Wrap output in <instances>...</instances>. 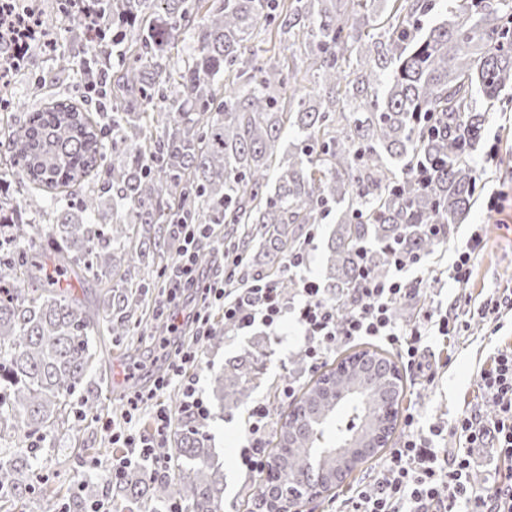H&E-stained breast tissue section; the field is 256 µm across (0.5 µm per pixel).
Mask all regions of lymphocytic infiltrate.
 <instances>
[{"instance_id": "f902f5d3", "label": "lymphocytic infiltrate", "mask_w": 512, "mask_h": 512, "mask_svg": "<svg viewBox=\"0 0 512 512\" xmlns=\"http://www.w3.org/2000/svg\"><path fill=\"white\" fill-rule=\"evenodd\" d=\"M177 231V260L167 274L166 297L156 307L166 324V334L159 341L165 366L147 394L130 397L125 422L112 425L113 444L130 451L113 467L116 478L141 462L155 470L168 463L161 448L172 426V412L157 403L159 392L178 385L181 412L196 422L207 421L208 406L187 376L199 363L201 351L198 344L183 342L182 335L190 326L197 336L208 335L213 309L222 310L228 338L258 323L277 327L287 314H294L303 333L301 351L313 370L341 347L372 336L398 349L407 365L420 373L426 369L423 352L430 337H453L476 316L496 324L503 314L512 313L511 288L477 304L463 294L472 254L468 248L448 269L449 280L459 290L448 306L433 305L420 280L380 279L364 269L348 296L349 310L343 314L336 299L317 282H303L290 299L282 295L276 282L246 276L242 254L221 256V275L211 274L196 260L205 225L181 224ZM411 299L422 309L409 323H399L395 311ZM477 387L478 402L464 407L453 421L451 433L459 441L453 453L439 454L417 430L414 415H406L405 437L342 501L340 512H512V351L497 353L481 368ZM147 400L156 406L152 429L145 433L127 426L126 421ZM246 433L249 446L240 452L241 467L246 475L264 476L269 456L263 444L270 434L265 402H257L249 411ZM487 447L495 450L504 466L478 485L471 479V451Z\"/></svg>"}]
</instances>
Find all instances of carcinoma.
Wrapping results in <instances>:
<instances>
[{
    "label": "carcinoma",
    "mask_w": 512,
    "mask_h": 512,
    "mask_svg": "<svg viewBox=\"0 0 512 512\" xmlns=\"http://www.w3.org/2000/svg\"><path fill=\"white\" fill-rule=\"evenodd\" d=\"M113 26L138 38L110 81L112 127L98 126L68 100L28 113L0 140L15 184L30 204L62 187L71 203L57 222L18 223L14 194L0 192V431L20 439L0 461V509L39 482L32 442L73 407L90 374L96 337L122 342L136 329L143 297L135 287L102 283L94 312L76 295L89 274L106 276L171 254L167 224L224 225V243L243 248L252 275L268 277L300 250L308 224L334 216L323 255L324 287L347 310L359 252L378 277L389 250L422 257L455 231L479 196L474 153L490 112L512 89V0H93ZM200 17L192 52L172 72L174 33ZM292 39L297 71L253 43L259 27ZM228 75L233 81L217 86ZM295 136L283 149L282 130ZM112 154L123 157L107 163ZM101 181L112 194V223L97 224ZM248 354L209 379L210 401L234 407L254 379ZM396 363L377 349L342 358L303 387L295 409L271 433L267 485L248 495L275 512L279 489L299 476L330 493L337 450L386 446L398 404ZM83 416L100 415L86 398ZM205 426L178 419L171 462L152 478L128 471L108 493L115 512L183 504L184 512H221L224 464L207 446Z\"/></svg>",
    "instance_id": "cac0c4a2"
}]
</instances>
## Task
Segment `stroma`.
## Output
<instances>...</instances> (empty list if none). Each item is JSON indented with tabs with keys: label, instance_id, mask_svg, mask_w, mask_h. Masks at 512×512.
Instances as JSON below:
<instances>
[{
	"label": "stroma",
	"instance_id": "1",
	"mask_svg": "<svg viewBox=\"0 0 512 512\" xmlns=\"http://www.w3.org/2000/svg\"><path fill=\"white\" fill-rule=\"evenodd\" d=\"M31 77L17 80L13 101L15 117L52 100L71 99L91 118L110 111L111 105L103 94L88 95L85 71L82 66L66 70L54 66L52 60L40 52H32ZM480 170L483 190L472 207L465 224L455 230L447 244L442 245L419 269H408L404 278H422L424 287L433 290L438 301L450 303L457 290L440 273L458 258L471 234H479L481 245L470 262V279L467 291L473 298H481L495 289L512 286V112H493L483 139L475 154ZM330 224L305 227L309 259L306 265L292 270L296 280L323 281L322 252L327 243ZM302 345L300 328L294 315H286L276 329L263 326L254 328L244 336L225 340L215 350L203 353L198 366L191 374L201 394L209 392L211 372L223 369L235 357L264 352L265 370L261 383L251 389L237 407L222 411L211 410L206 430L210 444L221 453L224 462V512H247L243 490L249 481L238 468V455L246 444L245 419L252 405L265 401L271 415L289 411L290 403L281 401L276 385L284 377H293L297 386H304L314 376L313 370L297 367L292 363ZM512 349V318H502L499 329L481 319H472L471 325L461 336L448 344L432 340L426 353L430 365L436 366L434 381H427L415 371L402 370L405 397L398 406L399 415L414 414L416 425L438 448L455 447L450 433L455 416L478 397L476 375L484 361L494 353ZM97 360L112 371L111 385L98 391V399L113 415H120V384L127 374H134L142 384H151L157 375L160 352L151 344L149 332L130 336L128 344L120 345L109 340L96 345ZM103 431L95 419H87L85 429L77 435L70 434L65 425L55 426L45 433L37 451L39 470L49 478V492H36L24 502L27 512H57L73 493L82 491L103 495L100 481H87L86 473L79 467L77 449L88 448L98 453L101 461H108L116 451L101 445Z\"/></svg>",
	"mask_w": 512,
	"mask_h": 512
}]
</instances>
